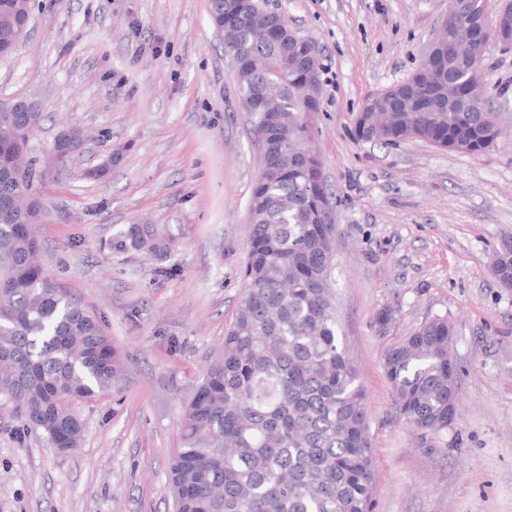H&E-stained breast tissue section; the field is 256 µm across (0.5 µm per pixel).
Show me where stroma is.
<instances>
[{
  "label": "stroma",
  "mask_w": 512,
  "mask_h": 512,
  "mask_svg": "<svg viewBox=\"0 0 512 512\" xmlns=\"http://www.w3.org/2000/svg\"><path fill=\"white\" fill-rule=\"evenodd\" d=\"M322 63L312 146L336 233L337 332L365 392L373 512H512V289L491 258L512 237V52L489 44L486 92L500 135L471 156L410 139L357 140L371 93L420 66L448 0H269ZM39 102L37 169L56 136H91L39 179L45 271L101 325L123 372L83 404V443L15 442L0 401V512H173L168 464L181 404L224 341L241 286L260 155L209 0H32L26 38L0 60V102ZM107 164L102 179L87 169ZM132 224L169 240L158 257L113 249ZM394 321L387 334L379 311ZM447 318L460 367L449 447L430 450L401 420L386 348Z\"/></svg>",
  "instance_id": "obj_1"
}]
</instances>
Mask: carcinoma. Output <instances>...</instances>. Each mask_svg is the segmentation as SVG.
<instances>
[{"instance_id":"carcinoma-1","label":"carcinoma","mask_w":512,"mask_h":512,"mask_svg":"<svg viewBox=\"0 0 512 512\" xmlns=\"http://www.w3.org/2000/svg\"><path fill=\"white\" fill-rule=\"evenodd\" d=\"M260 0H212L224 48L237 53L239 97L265 141L270 173L251 193L242 290L224 342L184 403L168 467L174 512H372L373 453L364 394L337 334L329 284L336 225L320 157L311 149L320 110L316 46L278 15L264 33ZM30 0H0V56L13 55ZM277 101L266 107L267 93ZM42 112H0V398L13 405L15 440L43 431L60 453L80 446L79 405L110 391L122 363L99 323L44 270L36 232L34 164L25 159ZM356 136L408 139L479 155L497 138L482 55L421 65L362 105ZM112 248L164 254L165 240L131 224ZM496 280L512 288V240ZM448 320L436 317L391 344L384 370L397 412L424 448L448 447Z\"/></svg>"}]
</instances>
